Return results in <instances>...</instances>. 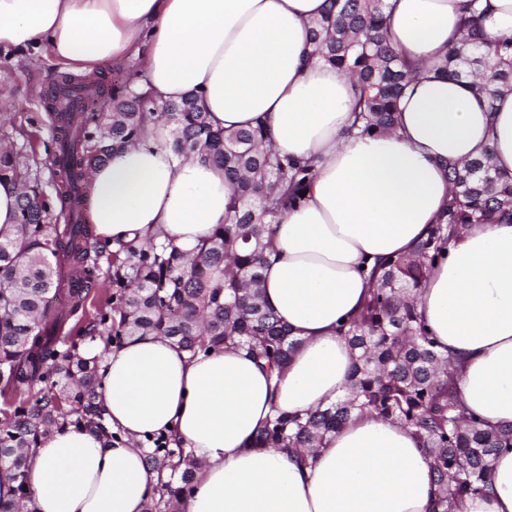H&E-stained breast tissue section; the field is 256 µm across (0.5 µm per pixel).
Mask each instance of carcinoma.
Returning <instances> with one entry per match:
<instances>
[{
    "instance_id": "1",
    "label": "carcinoma",
    "mask_w": 512,
    "mask_h": 512,
    "mask_svg": "<svg viewBox=\"0 0 512 512\" xmlns=\"http://www.w3.org/2000/svg\"><path fill=\"white\" fill-rule=\"evenodd\" d=\"M471 0L463 40L431 68L437 76L473 78L472 86L493 104L512 91V38L487 35L485 10ZM384 0H330L315 21L312 54L345 71L357 84L355 122L363 131L393 126L397 102L417 73L387 43ZM141 74L112 84V112L59 110L58 160L66 198L82 203L87 177L110 153L133 141L147 113L173 131L172 150L224 168L235 186L224 224L193 255L148 242L112 254V292L80 331L102 340V351L80 354L78 341L60 335L94 290L99 251L87 224L51 223V205L28 183L19 194L17 237L0 239V469L19 479L14 498H0V512H23L30 448L63 424L90 425L109 435L97 403L98 371L112 345L134 336H165L195 357L232 344L259 367L282 369L299 341L264 304L263 266L271 224L304 201L310 164L281 156L263 123L225 131L210 125L189 94L158 102L135 89ZM458 191L448 201V226L438 224L412 252L389 260L356 316L340 328L357 351L345 395L304 417L276 414L255 435L258 448L313 450L355 411L375 413L414 430L431 459L437 489L434 512H456L469 496L491 487L490 459L512 450V426L488 427L457 395L454 360L438 350L417 312L416 293L426 278V259L438 255L462 224L512 221V178L490 168L489 157L451 167ZM22 180L17 154L0 145V178ZM73 262L68 310L56 304L58 270ZM148 461L168 472L143 512H182L196 462L164 434L147 439Z\"/></svg>"
}]
</instances>
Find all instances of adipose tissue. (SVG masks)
<instances>
[{"mask_svg": "<svg viewBox=\"0 0 512 512\" xmlns=\"http://www.w3.org/2000/svg\"><path fill=\"white\" fill-rule=\"evenodd\" d=\"M384 35L429 66L461 37L470 0H387ZM327 0H0V46H46L83 71L138 58L160 101L196 94L213 127L266 120L277 151L311 161L306 200L273 226L264 302L301 346L279 378L233 347L187 358L162 336L112 347L100 403L116 434L65 425L41 436L26 473L34 512H143L160 476L138 441L177 438L198 463L184 512H432L434 473L417 438L359 416L313 463L253 447L276 413L304 415L345 391L354 352L337 327L361 306L370 271L406 254L448 205V165L489 156L512 175V92L494 105L463 80H415L386 134H347L355 87L309 54ZM171 128L147 124L91 175L94 237L170 240L186 253L210 238L233 192L223 169L183 160ZM418 312L442 352L460 358L466 406L512 425V223L470 224L430 266ZM493 490L458 512H512V451L491 460Z\"/></svg>", "mask_w": 512, "mask_h": 512, "instance_id": "ef3b65f1", "label": "adipose tissue"}]
</instances>
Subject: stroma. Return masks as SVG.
Instances as JSON below:
<instances>
[{
    "mask_svg": "<svg viewBox=\"0 0 512 512\" xmlns=\"http://www.w3.org/2000/svg\"><path fill=\"white\" fill-rule=\"evenodd\" d=\"M63 65L44 47L23 51L0 48V138H8L20 161L37 169L41 189L55 198L51 160L57 151V113L40 98Z\"/></svg>",
    "mask_w": 512,
    "mask_h": 512,
    "instance_id": "35a3bbf8",
    "label": "stroma"
}]
</instances>
